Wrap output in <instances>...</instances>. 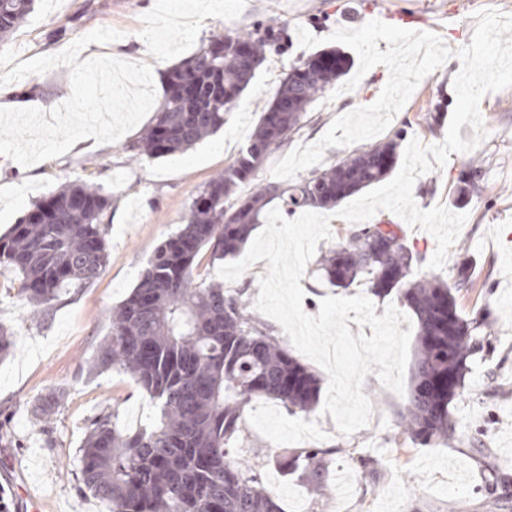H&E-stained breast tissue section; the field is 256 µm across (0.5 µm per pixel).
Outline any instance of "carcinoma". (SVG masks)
Listing matches in <instances>:
<instances>
[{
  "instance_id": "1",
  "label": "carcinoma",
  "mask_w": 512,
  "mask_h": 512,
  "mask_svg": "<svg viewBox=\"0 0 512 512\" xmlns=\"http://www.w3.org/2000/svg\"><path fill=\"white\" fill-rule=\"evenodd\" d=\"M35 0H0V37L25 20ZM288 34V22L263 33L217 34L167 73V96L140 146L148 158L181 153L224 126L266 61ZM352 67L339 48L322 49L295 62L273 101L262 110L248 146L210 180L189 206L183 227L157 246L130 295L112 312L110 331L93 367L128 374L154 402L159 423L129 433L111 413L90 423L80 449L85 488L109 512H282L263 488L260 472L244 467L227 448L243 432L247 406L261 398L293 412L316 405V376L259 321L243 299L217 281L197 278L203 252L210 261L236 256L273 201L285 212L326 209L380 183L393 171L402 131L363 144L288 184L258 182L269 156L303 128L307 112ZM482 160L461 171L459 197L482 195ZM254 183L247 193L242 185ZM110 196L81 184L34 205L27 218L0 236V268L20 275V293L48 309L72 288L94 282L109 252L102 228ZM424 256L402 225L387 219L343 228L336 248L319 267L334 288L363 282L376 297L396 293L417 319V336L399 433L428 445L456 430L450 404L465 389L472 357L490 323L488 315L463 314L458 295L475 288L470 265L459 263L449 285L435 275L416 276ZM289 458L292 472L311 476L323 449Z\"/></svg>"
}]
</instances>
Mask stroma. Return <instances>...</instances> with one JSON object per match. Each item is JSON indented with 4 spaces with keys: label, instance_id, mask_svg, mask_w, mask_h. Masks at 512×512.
<instances>
[{
    "label": "stroma",
    "instance_id": "35a3bbf8",
    "mask_svg": "<svg viewBox=\"0 0 512 512\" xmlns=\"http://www.w3.org/2000/svg\"><path fill=\"white\" fill-rule=\"evenodd\" d=\"M192 13L213 10L202 27L177 21L175 0H37L35 10L0 40V74L18 63L54 55L99 27L122 39L89 44L81 59L102 56L151 65L156 102H163L167 69L227 30L257 32L284 20L288 44L268 57L224 126L181 154L150 159L136 148L152 116L117 141H87L66 154L25 167L0 157V233H6L43 197L61 187L92 182L111 197L105 219L108 263L89 287L71 292L43 315H34L14 273L0 272V324L13 333L11 352L0 359V495L26 496L39 512H108L84 489L79 449L88 425L102 408L117 424L136 429L152 423L155 407L127 374L92 369L111 323L112 309L134 288L154 249L177 232L192 199L234 160L247 143L263 107L274 97L290 66L310 55L297 30L327 38L372 20L417 32H432L453 52L469 45L477 13L512 15V0H189ZM455 55L425 76L390 130L433 145L444 140L456 103ZM389 79L373 66L357 87L313 105L294 146L318 141L333 120L374 103ZM71 93L70 69L54 68L0 87V102L50 111ZM437 131H429L433 112ZM488 135L473 154L483 160L484 191L456 204L458 176L469 155L421 174L413 185L417 206L441 205L465 215L459 235L468 244L477 287L462 301L467 316L490 314L491 337L475 356L466 388L451 412L456 430L449 443L420 445L399 435L403 396L368 374L362 391L372 413L367 426L344 435L331 415L291 413L278 401L255 402L245 430L230 445L236 458L258 464L264 487L282 512H512V87L486 94L479 103ZM64 402L49 422L37 412L57 393ZM324 449L318 483L296 479L278 460L286 452ZM491 449L497 474L484 470L477 451Z\"/></svg>",
    "mask_w": 512,
    "mask_h": 512
}]
</instances>
